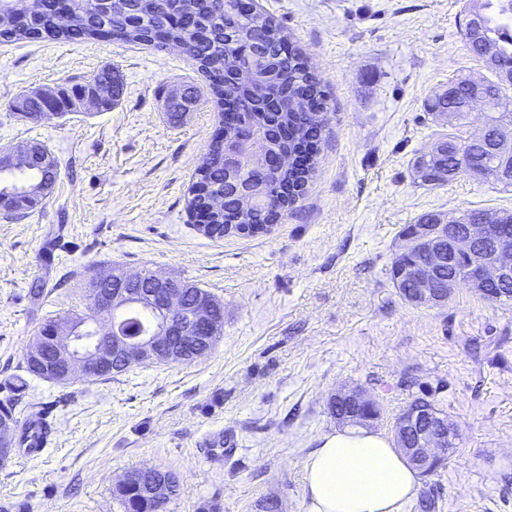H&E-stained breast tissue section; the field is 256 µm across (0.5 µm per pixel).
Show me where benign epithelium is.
<instances>
[{
	"mask_svg": "<svg viewBox=\"0 0 512 512\" xmlns=\"http://www.w3.org/2000/svg\"><path fill=\"white\" fill-rule=\"evenodd\" d=\"M478 84V93L468 100L466 110L486 107L491 91ZM294 163L293 157L279 152L265 156L269 169L285 170ZM436 225L432 230L425 224L411 225L410 239L416 246V257L404 264L400 277L408 281V300L415 306H436L448 301L454 288L465 284L476 292H484L491 283L512 280V247L505 246L508 225L500 216H484L476 224L467 225L464 234L457 235L448 227V221L439 216L430 218ZM496 246L488 256L483 246ZM465 258V275L448 280V287H437V273L446 262ZM97 281L104 290L97 291L93 304L101 311L136 306L156 308L166 315L162 326L139 336H123L107 329L99 331L96 346L80 347L77 337L60 326L33 342L28 356L42 363L45 372L70 380L76 373L87 379L110 376L109 370L130 364L150 363L164 359L170 363H183L206 352L202 345L212 346L219 326L212 318L211 308L201 300L190 302L184 295L187 284L165 278L155 272L139 271L135 274L115 269L98 273ZM346 402L357 408L370 406L373 400L360 388L340 389L330 403ZM401 447L417 469L426 473L447 460L448 449L458 439L457 429L444 415L408 407L401 415L397 427Z\"/></svg>",
	"mask_w": 512,
	"mask_h": 512,
	"instance_id": "7a95c632",
	"label": "benign epithelium"
}]
</instances>
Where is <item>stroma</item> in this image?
I'll list each match as a JSON object with an SVG mask.
<instances>
[{
	"label": "stroma",
	"mask_w": 512,
	"mask_h": 512,
	"mask_svg": "<svg viewBox=\"0 0 512 512\" xmlns=\"http://www.w3.org/2000/svg\"><path fill=\"white\" fill-rule=\"evenodd\" d=\"M308 57L329 95L317 171L303 198L260 236L197 231L189 188L222 117L208 80L177 50L112 40L0 44V148L46 145L52 193L24 217L0 214V402L43 319L87 311L84 280L120 265L188 280L224 302L220 340L189 363L152 364L68 384L33 378L27 415L49 413L43 452L0 464V512H123L132 470L172 471L168 512H306L304 458L338 425L328 399L361 388L373 432L392 437L415 398L434 397L459 439L420 478L437 512H512V301L459 286L447 303L402 299L389 267L400 232L427 212L512 211V190L469 176L426 189L411 162L440 136L477 132L435 121L427 98L458 76L484 79L460 35L466 0H254ZM123 96L32 121L18 95L71 89L104 66ZM199 102L179 121L176 87ZM45 285L33 299V280Z\"/></svg>",
	"instance_id": "35a3bbf8"
}]
</instances>
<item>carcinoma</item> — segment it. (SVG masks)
<instances>
[{"instance_id": "1", "label": "carcinoma", "mask_w": 512, "mask_h": 512, "mask_svg": "<svg viewBox=\"0 0 512 512\" xmlns=\"http://www.w3.org/2000/svg\"><path fill=\"white\" fill-rule=\"evenodd\" d=\"M57 0H44L39 14H29L20 0L11 4L12 25L0 27V43L50 38L62 41H90L111 38L123 43L155 45L178 49L191 60L209 80V86L219 108L225 99L232 100L237 115L232 137L241 147L243 166L239 181L248 186L249 197L226 188L224 182V143L219 134L201 158L196 181L192 183L191 212H208L210 224H274L288 208L304 195L306 185L314 173V152L323 131L321 113L327 108L328 97L321 79L308 58L288 41L282 29L269 17L257 12L251 0H112L91 5V0H71L67 18L56 16ZM485 11L489 24L482 25L483 41L496 56L495 75L512 71V0H473L466 7L468 14ZM260 57V73L250 85H225L239 67L255 62ZM494 90L488 103L489 135L498 130L512 137V99L506 95L507 84L502 80L484 81ZM123 90L121 75L104 68L85 84L69 91L58 90L54 98L44 100L32 94L21 101H13L11 108L30 120L40 121L63 115L72 110L75 101L86 93L99 95L101 110L108 111L117 104ZM454 90L460 100L470 96L469 78L459 77L448 82L430 97L425 109L439 117L445 113L447 91ZM447 114V113H445ZM448 124L464 126L466 112L457 109L447 114ZM262 131V146L296 155V163L285 171H263L250 160L254 150L252 135ZM438 143L449 148L451 155L437 161L420 153L413 160V169L420 185L439 188L461 175H470V169H481L480 180L507 190L512 182L498 177L496 155L485 145L476 144L473 136L466 138L442 137ZM50 154L44 145L32 155L20 158L6 171L0 172V212L19 216L17 200L27 199L31 205L41 203L46 191L53 189L59 176L56 160L46 161ZM448 164L455 173L448 179L430 177L431 164ZM210 195L224 198V209L208 210ZM191 300L203 296L211 304L212 313L224 318V303L208 290L191 284L185 289ZM482 298L491 302L512 301V281L493 285ZM112 321V315L96 311L70 320L71 329L80 336L93 335L94 327ZM25 375L16 379L13 391L22 394L27 387L26 376L42 377L38 367L28 356H23ZM25 432H13L6 442H0V461L24 447ZM168 473L156 472L143 477V486L128 489L116 485V497L124 512H167L171 499L148 494L149 486L167 478ZM438 496L431 489L421 491L417 512H436Z\"/></svg>"}]
</instances>
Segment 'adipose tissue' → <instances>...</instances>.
Wrapping results in <instances>:
<instances>
[{
	"label": "adipose tissue",
	"instance_id": "adipose-tissue-1",
	"mask_svg": "<svg viewBox=\"0 0 512 512\" xmlns=\"http://www.w3.org/2000/svg\"><path fill=\"white\" fill-rule=\"evenodd\" d=\"M307 512H404L419 477L382 435L336 430L303 462Z\"/></svg>",
	"mask_w": 512,
	"mask_h": 512
}]
</instances>
